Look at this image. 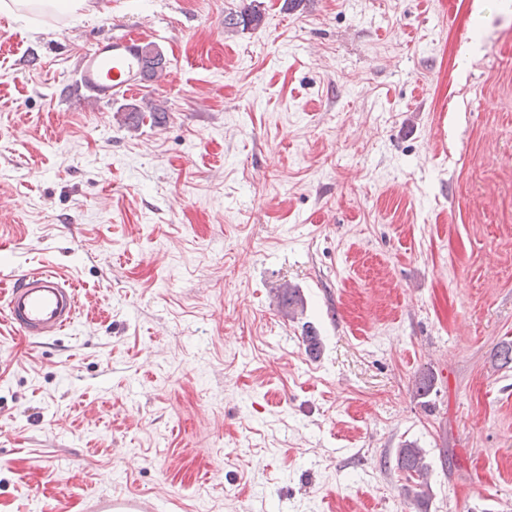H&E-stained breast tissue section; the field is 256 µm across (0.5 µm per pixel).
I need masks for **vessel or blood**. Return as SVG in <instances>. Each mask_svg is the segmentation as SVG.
Returning a JSON list of instances; mask_svg holds the SVG:
<instances>
[{
  "label": "vessel or blood",
  "mask_w": 512,
  "mask_h": 512,
  "mask_svg": "<svg viewBox=\"0 0 512 512\" xmlns=\"http://www.w3.org/2000/svg\"><path fill=\"white\" fill-rule=\"evenodd\" d=\"M80 85L96 101L108 103L143 90V65L139 40L121 31L98 38L80 51L76 61ZM7 320L30 339L53 336L75 321L74 289L50 271H27L0 291ZM85 512H160L157 500L146 496L99 495L86 500Z\"/></svg>",
  "instance_id": "b4317fda"
}]
</instances>
